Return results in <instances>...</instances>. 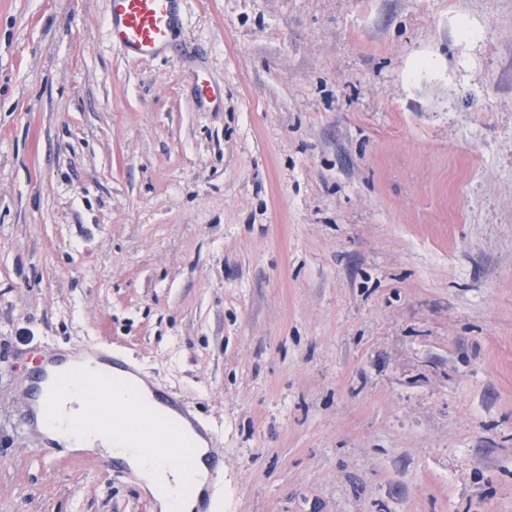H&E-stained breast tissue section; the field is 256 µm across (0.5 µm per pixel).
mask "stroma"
<instances>
[{
    "label": "stroma",
    "instance_id": "obj_1",
    "mask_svg": "<svg viewBox=\"0 0 512 512\" xmlns=\"http://www.w3.org/2000/svg\"><path fill=\"white\" fill-rule=\"evenodd\" d=\"M109 10L0 0V512H155L22 426L98 347L219 512H512V0H184L149 59Z\"/></svg>",
    "mask_w": 512,
    "mask_h": 512
}]
</instances>
